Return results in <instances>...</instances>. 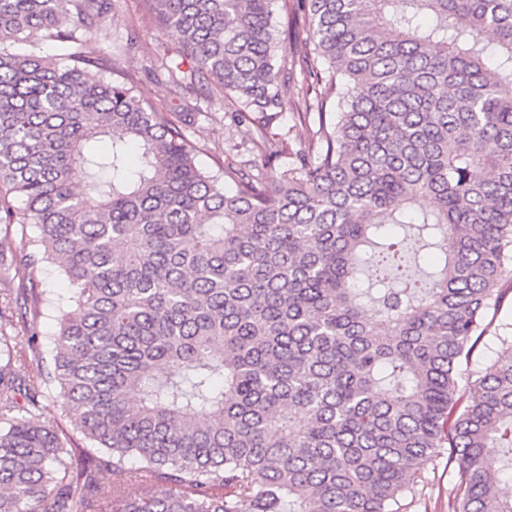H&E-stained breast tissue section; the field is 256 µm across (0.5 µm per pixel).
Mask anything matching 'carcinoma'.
<instances>
[{
    "label": "carcinoma",
    "mask_w": 512,
    "mask_h": 512,
    "mask_svg": "<svg viewBox=\"0 0 512 512\" xmlns=\"http://www.w3.org/2000/svg\"><path fill=\"white\" fill-rule=\"evenodd\" d=\"M151 2L179 36L161 70L262 114L265 165L274 116L319 128L274 179L224 162L229 194L199 113L83 66L107 0H0V224L38 229L0 246V295L29 284L0 308V512H400L446 449L454 512H512L485 452L512 467V325L459 373L512 282V0H284L299 60L278 0ZM34 40L59 54L4 48ZM46 262L74 307L47 352ZM41 288H50L57 297L65 298L69 295V284L63 279L60 270L55 264L46 263L38 274ZM498 347L495 342L487 337L484 343L475 350L471 363H465L461 367L463 373L484 375L490 368L494 367L497 359Z\"/></svg>",
    "instance_id": "1"
}]
</instances>
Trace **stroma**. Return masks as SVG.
Returning a JSON list of instances; mask_svg holds the SVG:
<instances>
[{
    "mask_svg": "<svg viewBox=\"0 0 512 512\" xmlns=\"http://www.w3.org/2000/svg\"><path fill=\"white\" fill-rule=\"evenodd\" d=\"M109 14L98 20L93 41L87 46L90 60L114 69V78L129 76L135 94L163 112H196L200 119L190 139L197 149V160L211 173H218L225 159L251 160L244 142V129L231 117L232 105L216 95L209 82L198 83L186 94L161 75L159 62L174 56L178 48L175 34L149 12L146 0H109ZM273 128L284 131L282 153L268 176L287 168L293 153L308 145L313 127L298 122L292 113L279 114ZM456 473L447 457L430 459L424 466V480L413 497L407 498L403 512H454L449 492Z\"/></svg>",
    "mask_w": 512,
    "mask_h": 512,
    "instance_id": "obj_1",
    "label": "stroma"
}]
</instances>
